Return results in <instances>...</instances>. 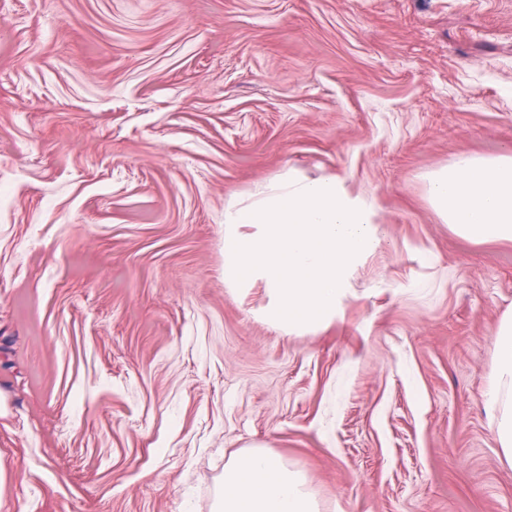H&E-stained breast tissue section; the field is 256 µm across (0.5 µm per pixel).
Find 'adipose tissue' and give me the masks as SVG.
I'll return each mask as SVG.
<instances>
[{
	"mask_svg": "<svg viewBox=\"0 0 512 512\" xmlns=\"http://www.w3.org/2000/svg\"><path fill=\"white\" fill-rule=\"evenodd\" d=\"M430 202L445 223L474 241H512V157L462 155L427 177ZM376 212L342 179L284 174L224 206V279L237 290L261 284V316L285 333L333 320L359 263L381 243ZM486 395L501 450L512 460V315L494 334ZM214 512H318L304 476L268 448L224 467Z\"/></svg>",
	"mask_w": 512,
	"mask_h": 512,
	"instance_id": "obj_1",
	"label": "adipose tissue"
}]
</instances>
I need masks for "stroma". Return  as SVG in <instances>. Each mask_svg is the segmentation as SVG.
Segmentation results:
<instances>
[{
  "label": "stroma",
  "instance_id": "obj_1",
  "mask_svg": "<svg viewBox=\"0 0 512 512\" xmlns=\"http://www.w3.org/2000/svg\"><path fill=\"white\" fill-rule=\"evenodd\" d=\"M512 154V0H0V512H512L485 405L512 242L430 173ZM335 175L385 233L336 319L224 284V205ZM215 512H318L304 476L269 448H253L224 466Z\"/></svg>",
  "mask_w": 512,
  "mask_h": 512
}]
</instances>
